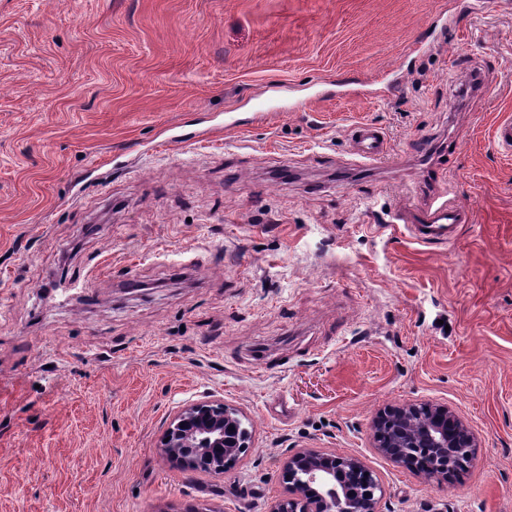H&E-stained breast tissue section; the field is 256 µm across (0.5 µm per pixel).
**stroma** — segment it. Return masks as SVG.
I'll return each mask as SVG.
<instances>
[{"label":"stroma","instance_id":"1","mask_svg":"<svg viewBox=\"0 0 512 512\" xmlns=\"http://www.w3.org/2000/svg\"><path fill=\"white\" fill-rule=\"evenodd\" d=\"M459 2L0 0V512H270L307 449L382 512H512V0ZM204 400L251 425L220 477L159 448ZM423 403L453 483L376 446ZM352 155L356 165L368 166L385 160L389 143L384 132L372 123H360L350 130ZM469 222L466 208L449 204L441 196H432L416 211L411 218L415 238L420 243L447 244L458 231L461 224ZM429 229V232H425ZM432 410L428 423L418 427L411 420L417 405H405L380 413L374 421V437L381 453L404 466L408 448H426L430 462L423 474L439 483L448 482L452 473L451 459L462 448H476L474 437L447 407L427 404ZM388 424V441L379 443L378 429Z\"/></svg>","mask_w":512,"mask_h":512}]
</instances>
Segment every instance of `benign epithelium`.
Masks as SVG:
<instances>
[{"label":"benign epithelium","instance_id":"7a95c632","mask_svg":"<svg viewBox=\"0 0 512 512\" xmlns=\"http://www.w3.org/2000/svg\"><path fill=\"white\" fill-rule=\"evenodd\" d=\"M432 415L418 427L411 420L417 405L391 408L374 421L377 429L389 425L388 441L377 444L381 453L404 465L410 448H425L430 462L423 475L443 483L452 473L451 459L463 448L475 447L474 437L444 406L428 405ZM239 415L222 403L201 401L188 405L164 431L160 448L186 471L224 474V454L247 447L240 434ZM363 465L355 458L314 450L297 451L283 466L287 495L270 512H380L383 489L377 481L358 494L347 489V472Z\"/></svg>","mask_w":512,"mask_h":512}]
</instances>
